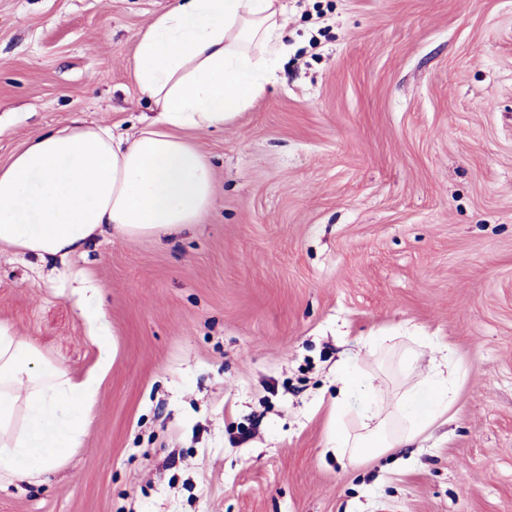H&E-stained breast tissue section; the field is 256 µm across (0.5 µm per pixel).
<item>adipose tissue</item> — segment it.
<instances>
[{
  "mask_svg": "<svg viewBox=\"0 0 512 512\" xmlns=\"http://www.w3.org/2000/svg\"><path fill=\"white\" fill-rule=\"evenodd\" d=\"M281 0H174L141 34L134 79L155 118L138 135L72 120L30 138L0 166V248L46 261L104 232L126 241L192 228L212 205L213 171L186 129L223 125L259 96L285 50ZM341 400L362 397L359 430L337 427V454L362 460L414 443L456 400L447 346L393 403L374 374L336 371ZM77 381L25 337L0 328V479L44 472L77 447L90 417ZM405 425L395 430L392 417Z\"/></svg>",
  "mask_w": 512,
  "mask_h": 512,
  "instance_id": "adipose-tissue-1",
  "label": "adipose tissue"
}]
</instances>
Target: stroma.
Segmentation results:
<instances>
[{
	"label": "stroma",
	"instance_id": "obj_1",
	"mask_svg": "<svg viewBox=\"0 0 512 512\" xmlns=\"http://www.w3.org/2000/svg\"><path fill=\"white\" fill-rule=\"evenodd\" d=\"M287 53L188 136L215 194L172 240L0 249V326L94 396L78 448L0 512H512V0H284ZM171 0H0V165L72 118L154 117L138 38ZM108 320L111 359L85 315ZM424 336L414 373L363 348ZM460 371L445 423L357 463L336 369Z\"/></svg>",
	"mask_w": 512,
	"mask_h": 512
}]
</instances>
